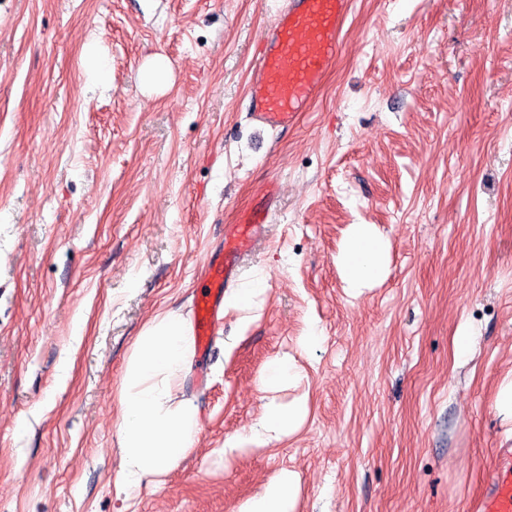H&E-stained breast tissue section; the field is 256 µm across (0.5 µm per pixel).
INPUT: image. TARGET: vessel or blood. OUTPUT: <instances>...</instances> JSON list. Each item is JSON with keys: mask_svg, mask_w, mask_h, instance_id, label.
Listing matches in <instances>:
<instances>
[{"mask_svg": "<svg viewBox=\"0 0 512 512\" xmlns=\"http://www.w3.org/2000/svg\"><path fill=\"white\" fill-rule=\"evenodd\" d=\"M351 0H289L277 16L261 56L260 77L250 91L254 114L263 126L286 129L299 113L309 111L327 73L335 66L340 34ZM267 220L255 213L242 224L224 229V262L197 301L196 339L208 347L211 327L224 290L241 259L253 250ZM481 512H512V453H502L491 476Z\"/></svg>", "mask_w": 512, "mask_h": 512, "instance_id": "obj_1", "label": "vessel or blood"}]
</instances>
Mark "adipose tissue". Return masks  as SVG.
Wrapping results in <instances>:
<instances>
[{"label":"adipose tissue","instance_id":"1","mask_svg":"<svg viewBox=\"0 0 512 512\" xmlns=\"http://www.w3.org/2000/svg\"><path fill=\"white\" fill-rule=\"evenodd\" d=\"M388 249V240L375 225H349L336 264L351 297L385 278ZM267 287L263 272L251 273L239 288L225 295V311L239 313L242 322L252 321ZM194 355L192 320L179 311L155 315L133 341L116 395L114 447L121 462L115 482L117 496L129 500L139 494L143 484H158L160 477L195 447L201 416L193 401L182 394ZM303 377L293 355H278L268 362L261 377V389L267 394L261 421L249 433L226 438L225 457L268 447L272 440L300 430L310 413L308 393L285 404L278 402L275 394L299 384ZM299 493L297 476L283 469L250 497L240 512H296Z\"/></svg>","mask_w":512,"mask_h":512}]
</instances>
